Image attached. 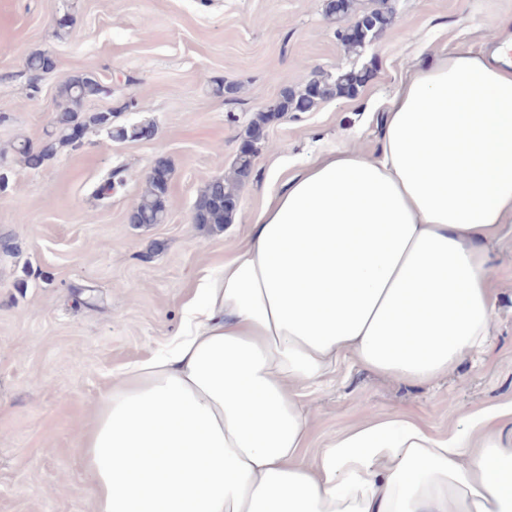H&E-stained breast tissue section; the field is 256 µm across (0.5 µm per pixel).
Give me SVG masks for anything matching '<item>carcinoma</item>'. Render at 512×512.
<instances>
[{"mask_svg":"<svg viewBox=\"0 0 512 512\" xmlns=\"http://www.w3.org/2000/svg\"><path fill=\"white\" fill-rule=\"evenodd\" d=\"M354 12V0H328L327 13L343 17ZM393 8L385 3L379 7L364 11L357 16L363 23L360 36L343 40L345 52L350 56H359L366 49L368 38L378 37L393 23ZM362 83V74L349 70L340 74H315L303 88L295 90L285 88L276 99L275 106L257 113L247 127L246 134L266 125L270 119L287 112H308L325 99L336 96H352ZM102 95V82L93 73L77 74L69 78L61 89L64 100L62 112L56 116L54 126L42 141L33 145L21 141L15 148L16 154L23 159L30 169H38L52 160L58 152L68 146H75L72 130L83 127L87 130L98 129L118 142L137 140L136 125L116 124L112 121V112L86 113L83 104L86 100ZM253 160L238 157L234 161L230 178L211 181L200 194L194 206L193 223L199 226L222 229L230 223L236 208L224 206V199H238L236 187L251 175ZM124 182L123 169L115 168L107 174L103 184L97 190L100 197L111 196L112 184ZM169 185L147 180L137 209L128 216L131 224H159L167 219V196Z\"/></svg>","mask_w":512,"mask_h":512,"instance_id":"obj_1","label":"carcinoma"}]
</instances>
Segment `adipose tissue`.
I'll return each instance as SVG.
<instances>
[{
  "instance_id": "adipose-tissue-1",
  "label": "adipose tissue",
  "mask_w": 512,
  "mask_h": 512,
  "mask_svg": "<svg viewBox=\"0 0 512 512\" xmlns=\"http://www.w3.org/2000/svg\"><path fill=\"white\" fill-rule=\"evenodd\" d=\"M377 151L266 185L247 238L127 366L78 447L95 512H512V404L365 417L314 462L300 391L340 362L427 382L484 353L512 220V36L414 69Z\"/></svg>"
}]
</instances>
